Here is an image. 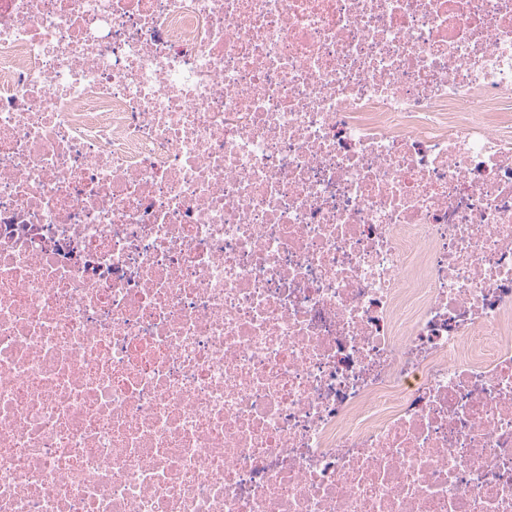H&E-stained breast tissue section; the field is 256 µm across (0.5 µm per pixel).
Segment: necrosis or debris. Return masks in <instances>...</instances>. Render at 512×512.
I'll list each match as a JSON object with an SVG mask.
<instances>
[{"mask_svg":"<svg viewBox=\"0 0 512 512\" xmlns=\"http://www.w3.org/2000/svg\"><path fill=\"white\" fill-rule=\"evenodd\" d=\"M0 512H512V0H0Z\"/></svg>","mask_w":512,"mask_h":512,"instance_id":"1","label":"necrosis or debris"}]
</instances>
